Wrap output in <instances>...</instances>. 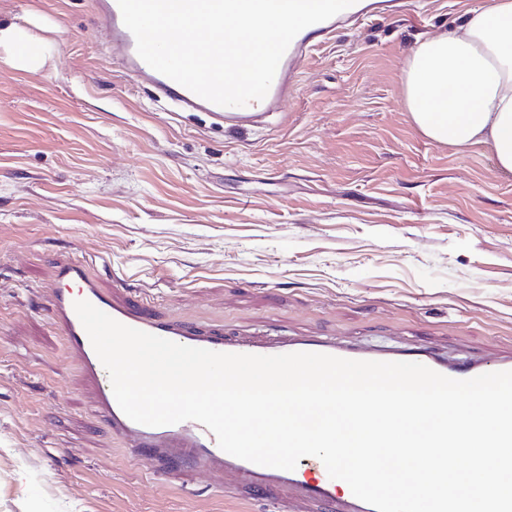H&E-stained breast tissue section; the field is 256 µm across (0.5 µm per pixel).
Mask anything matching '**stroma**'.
<instances>
[{"label":"stroma","mask_w":512,"mask_h":512,"mask_svg":"<svg viewBox=\"0 0 512 512\" xmlns=\"http://www.w3.org/2000/svg\"><path fill=\"white\" fill-rule=\"evenodd\" d=\"M481 0H421L316 47L268 129L170 111L114 64L95 0H0V512H276L220 478L153 476L94 416L37 293L56 255L150 309L273 345L401 338L512 354V172L424 136L419 43ZM32 38L27 36L14 24L0 25V46H6L12 49L14 59L22 66L34 68L40 59L39 51L26 52L29 45L32 42ZM25 45L22 48L26 53L19 52V47Z\"/></svg>","instance_id":"obj_1"}]
</instances>
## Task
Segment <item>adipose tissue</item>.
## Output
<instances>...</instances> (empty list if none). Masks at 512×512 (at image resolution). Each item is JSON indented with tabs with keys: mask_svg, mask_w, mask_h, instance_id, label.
Listing matches in <instances>:
<instances>
[{
	"mask_svg": "<svg viewBox=\"0 0 512 512\" xmlns=\"http://www.w3.org/2000/svg\"><path fill=\"white\" fill-rule=\"evenodd\" d=\"M405 104L433 141L458 152L487 146L512 172V0H486L463 34L422 42L405 71Z\"/></svg>",
	"mask_w": 512,
	"mask_h": 512,
	"instance_id": "adipose-tissue-1",
	"label": "adipose tissue"
}]
</instances>
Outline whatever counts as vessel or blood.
Listing matches in <instances>:
<instances>
[{
	"instance_id": "b4317fda",
	"label": "vessel or blood",
	"mask_w": 512,
	"mask_h": 512,
	"mask_svg": "<svg viewBox=\"0 0 512 512\" xmlns=\"http://www.w3.org/2000/svg\"><path fill=\"white\" fill-rule=\"evenodd\" d=\"M401 9V0H356L334 17L306 27L283 55L266 97L243 107L213 104L150 68L137 54L135 38L123 22L117 0H97L96 20L107 33L114 63L138 84L149 87L156 98L166 100L174 111L202 112L216 124L243 128L272 124L283 114L299 85L305 59L314 47L330 42L341 30ZM52 269L51 280L42 288L52 324L59 331L67 353L78 364L83 381L92 393L97 417L141 465L160 475L181 470L198 476L220 475L226 485H244L259 494H275L279 512H309L313 506L322 507L325 512H375L371 505L354 497L351 490L339 489L323 463L291 471L260 466L224 452L215 435L198 422L150 427L130 420L120 409L109 373L75 312L76 301H89L124 325L181 345L256 355L264 354V347L225 335L220 324L147 313L144 308L131 305L114 291L103 288L87 261L61 255L54 259ZM272 352L276 355L312 352L352 360L416 362L458 380L486 371L480 363L458 365L428 349L354 347L333 338L291 340L273 347Z\"/></svg>"
}]
</instances>
